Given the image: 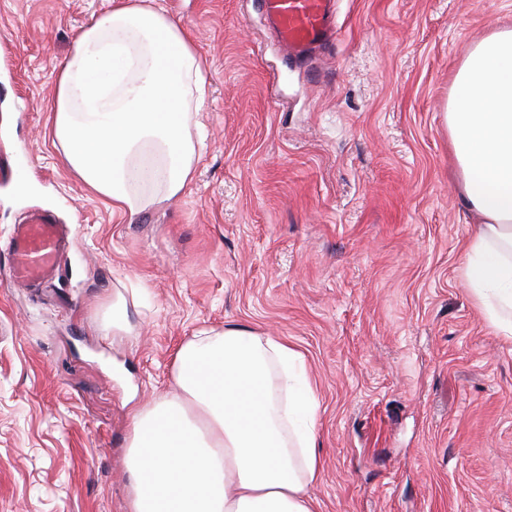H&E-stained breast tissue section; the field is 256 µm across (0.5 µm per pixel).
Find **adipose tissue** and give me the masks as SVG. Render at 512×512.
Here are the masks:
<instances>
[{"label":"adipose tissue","instance_id":"ef3b65f1","mask_svg":"<svg viewBox=\"0 0 512 512\" xmlns=\"http://www.w3.org/2000/svg\"><path fill=\"white\" fill-rule=\"evenodd\" d=\"M205 67L162 0H117L58 64L51 137L126 223L191 182ZM443 118L480 218L461 274L512 339V28L471 45ZM174 378L178 394L133 415V512H316L319 402L299 351L249 326L202 330L177 350Z\"/></svg>","mask_w":512,"mask_h":512}]
</instances>
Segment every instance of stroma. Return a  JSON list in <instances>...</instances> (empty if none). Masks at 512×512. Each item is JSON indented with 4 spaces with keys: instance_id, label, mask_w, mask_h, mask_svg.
<instances>
[{
    "instance_id": "1",
    "label": "stroma",
    "mask_w": 512,
    "mask_h": 512,
    "mask_svg": "<svg viewBox=\"0 0 512 512\" xmlns=\"http://www.w3.org/2000/svg\"><path fill=\"white\" fill-rule=\"evenodd\" d=\"M164 5L207 63L204 140L184 193L128 224L49 131L56 66L112 0H0V512H131L134 412L174 391L182 343L234 324L304 356L317 512H512V340L461 276L475 218L443 120L512 0H336L311 60L259 0ZM35 211L72 245L15 288Z\"/></svg>"
}]
</instances>
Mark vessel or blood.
<instances>
[{
	"label": "vessel or blood",
	"instance_id": "1",
	"mask_svg": "<svg viewBox=\"0 0 512 512\" xmlns=\"http://www.w3.org/2000/svg\"><path fill=\"white\" fill-rule=\"evenodd\" d=\"M268 22L289 52L312 54L336 35L335 0H262ZM68 245L63 225L35 213L18 225L10 240L11 283L24 286L54 271Z\"/></svg>",
	"mask_w": 512,
	"mask_h": 512
}]
</instances>
